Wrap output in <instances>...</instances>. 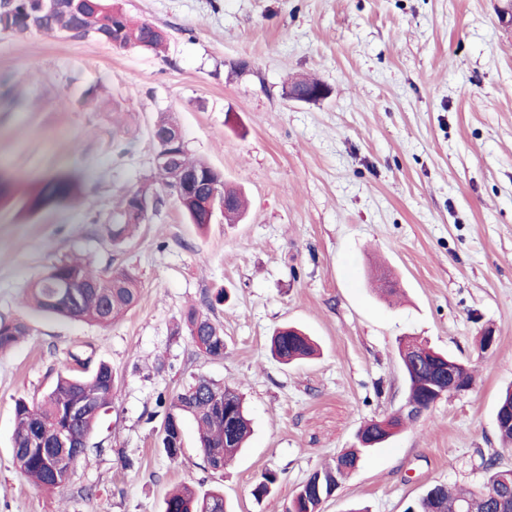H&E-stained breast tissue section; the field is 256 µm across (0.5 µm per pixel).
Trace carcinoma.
Masks as SVG:
<instances>
[{
	"label": "carcinoma",
	"instance_id": "obj_1",
	"mask_svg": "<svg viewBox=\"0 0 512 512\" xmlns=\"http://www.w3.org/2000/svg\"><path fill=\"white\" fill-rule=\"evenodd\" d=\"M25 0H0V31L13 35L33 32L23 19ZM44 34H62L75 39H93L125 50H157L163 46L160 29L141 21L135 23L121 9L117 0H81L64 3L40 23ZM197 178V189L206 194L217 186L230 199L223 212L224 220L235 222L246 209L241 191L224 182V175L202 159H194L180 149L176 167L163 162L153 164L146 182L126 193L117 207L118 221L112 224V241L122 242L134 227L146 220L147 212L140 200L161 201V194L173 184L175 168ZM15 180L0 171V204L14 196ZM78 185L69 173L57 172L42 178L37 190L25 201L30 212L73 203ZM140 288L137 277L124 267L98 269L88 259L61 258L52 263L26 291V298L40 312L73 320L109 325L138 302ZM189 335L196 347L213 358L224 357V330L208 314L192 309L186 316ZM28 334L26 324L17 319H0V352L16 345ZM271 355L283 364L310 357L315 352L313 341L295 327L278 329L271 338ZM400 358L410 359L405 372L409 400L424 407L433 398L431 383L436 375L447 372L448 358L432 352V347L416 341H399ZM115 386L112 366L104 361L86 375L63 374L40 400L18 398L14 403L15 428L12 455L17 470L35 485L56 490L68 486L77 464L85 455L86 444L101 411L110 403ZM83 405L81 416L72 414L75 405ZM498 412L508 421L498 426L500 438L512 442V388L500 398ZM197 426L203 454L215 471L224 470L226 462L244 448L251 432V420L236 388L199 376L168 402L164 421L168 435L161 438V448L171 459L182 452L183 438L175 427L185 418ZM66 431L80 449L69 448L59 454L58 433ZM371 447L359 443L339 453L334 461L312 471L296 488L285 512H322V505L336 494L341 483L364 463ZM489 476L478 490L454 492L444 484L433 485L406 509V512H512V479L501 481L502 471L494 461L483 463ZM278 481L277 473L267 471L255 483L252 495L260 500L271 494ZM164 512H233L231 503L220 489L198 492L190 488L169 493L164 499Z\"/></svg>",
	"mask_w": 512,
	"mask_h": 512
}]
</instances>
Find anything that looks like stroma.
I'll return each instance as SVG.
<instances>
[{
	"label": "stroma",
	"mask_w": 512,
	"mask_h": 512,
	"mask_svg": "<svg viewBox=\"0 0 512 512\" xmlns=\"http://www.w3.org/2000/svg\"><path fill=\"white\" fill-rule=\"evenodd\" d=\"M119 2L164 31V52L0 33V169L25 186L56 171L80 182L69 206H0V318L30 328L0 354V512H161L181 484L222 489L235 512H284L362 424L403 405L405 336L465 362L476 383L374 450L323 512H405L437 483L478 488L485 456L512 469L496 425L512 386V0ZM304 77L326 97L289 98ZM161 112L249 209L201 227L166 196L113 243L121 197L152 170ZM73 253L135 271L138 305L105 327L32 312L25 289ZM376 267L399 281L398 298L375 293ZM209 299L220 359L185 323ZM285 324L319 355L272 359ZM487 331L496 344L484 353ZM102 360L117 375L112 401L71 483L32 485L13 462L15 400ZM200 375L236 387L253 422L221 472L192 420L178 459L159 445L164 399ZM267 471L278 483L255 500Z\"/></svg>",
	"instance_id": "35a3bbf8"
}]
</instances>
